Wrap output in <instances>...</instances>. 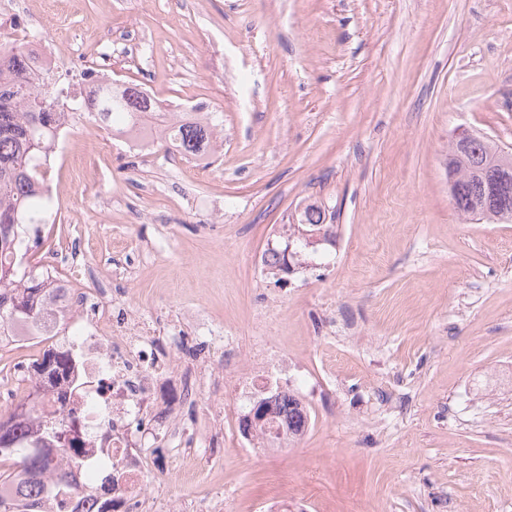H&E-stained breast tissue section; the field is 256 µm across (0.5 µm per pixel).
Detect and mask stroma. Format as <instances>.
Wrapping results in <instances>:
<instances>
[{"instance_id": "obj_1", "label": "stroma", "mask_w": 512, "mask_h": 512, "mask_svg": "<svg viewBox=\"0 0 512 512\" xmlns=\"http://www.w3.org/2000/svg\"><path fill=\"white\" fill-rule=\"evenodd\" d=\"M112 33V49L98 41ZM64 72L221 113L208 167L83 118L50 195L113 300L177 333L188 433L224 408L220 466L159 492L223 512H512V222L457 212L462 129L512 149V0H68ZM317 203L336 237L259 262ZM241 354L278 347L317 388L298 445L241 452L244 406L186 314Z\"/></svg>"}]
</instances>
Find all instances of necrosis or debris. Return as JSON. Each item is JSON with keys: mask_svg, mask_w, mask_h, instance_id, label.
Listing matches in <instances>:
<instances>
[{"mask_svg": "<svg viewBox=\"0 0 512 512\" xmlns=\"http://www.w3.org/2000/svg\"><path fill=\"white\" fill-rule=\"evenodd\" d=\"M63 5L64 0H40L35 8L30 0H0V8L25 17L27 25L18 31L21 40H29L32 30L44 32L39 55L49 75L58 71L59 50L50 29ZM80 266L75 254L47 256L44 272L55 292L41 328L15 321L1 325L0 333L38 355L64 340L76 342L77 381L63 377L57 386H37L24 367L17 384L19 392L39 406L61 414L77 438L59 465H79L78 497L64 501L50 496V512H141L144 493L169 484L184 459V449H172L171 465L163 468L151 455L158 440L178 437L174 424L158 421L159 414L169 419L175 415L163 392L170 370L155 349L153 325L99 299L97 289L85 287ZM288 384L287 360L266 349L255 351L251 366L235 377L236 395L243 402L286 390ZM107 467L112 470V490L106 494L96 476Z\"/></svg>", "mask_w": 512, "mask_h": 512, "instance_id": "4bbe7bcc", "label": "necrosis or debris"}]
</instances>
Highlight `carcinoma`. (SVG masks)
<instances>
[{
    "label": "carcinoma",
    "mask_w": 512,
    "mask_h": 512,
    "mask_svg": "<svg viewBox=\"0 0 512 512\" xmlns=\"http://www.w3.org/2000/svg\"><path fill=\"white\" fill-rule=\"evenodd\" d=\"M30 71L32 56L26 44L0 40V325L10 320L38 322V300L47 287L37 268L25 262L26 227L50 223L43 161L63 121V113L51 111V106L66 103L68 87L59 77L32 84ZM93 116L118 133L141 130L145 118L154 119L164 125L162 146L185 157H196L207 148L218 127L213 112L204 124L190 119L167 121V113L134 84L98 83ZM493 148L482 137L471 151L456 152L448 159L455 168L468 171L457 179L451 193L456 209L468 217L489 219L499 209H512V180L494 186ZM299 223L318 230L326 223V213L308 204ZM64 365L65 360L51 351L35 364V372L43 380L50 379ZM34 411L33 403L23 400L8 416H0V484L11 486L9 493H0V512H44L43 478L52 468V454L60 455L68 447L59 415H43L34 424ZM270 411L285 420L293 435L306 432L311 424L309 410L292 392L276 397ZM54 491L64 497L77 494L71 471L57 474Z\"/></svg>",
    "instance_id": "cac0c4a2"
}]
</instances>
